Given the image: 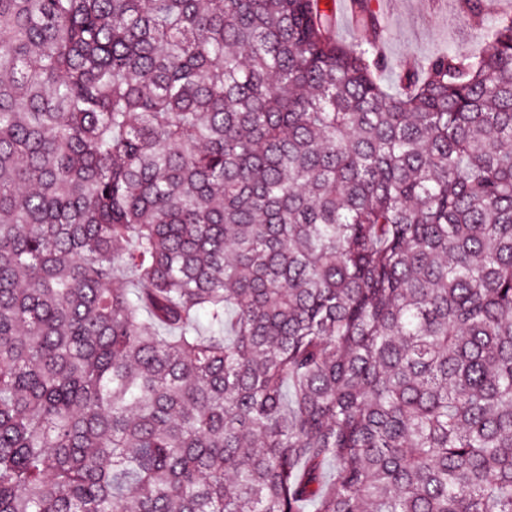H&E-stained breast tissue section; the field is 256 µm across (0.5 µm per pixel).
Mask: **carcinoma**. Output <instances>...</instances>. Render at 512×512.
<instances>
[{
	"mask_svg": "<svg viewBox=\"0 0 512 512\" xmlns=\"http://www.w3.org/2000/svg\"><path fill=\"white\" fill-rule=\"evenodd\" d=\"M328 2L0 0V512H512V15ZM349 1L351 0L338 1L339 12L336 25V39L343 41L346 44L355 45L364 42L369 37L365 35L364 30L357 29L352 26L348 11ZM381 4L385 34V76L392 80L415 56L469 52L483 48L486 30L499 16L512 12V0H484L485 26L460 12L457 0H370Z\"/></svg>",
	"mask_w": 512,
	"mask_h": 512,
	"instance_id": "cac0c4a2",
	"label": "carcinoma"
}]
</instances>
